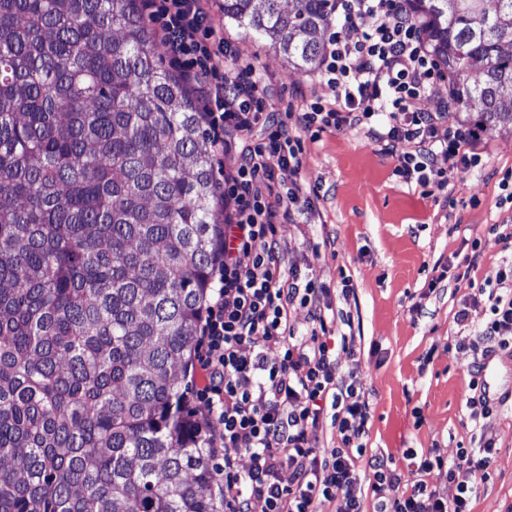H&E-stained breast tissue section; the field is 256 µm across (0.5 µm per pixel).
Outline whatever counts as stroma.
<instances>
[{
  "label": "stroma",
  "instance_id": "obj_1",
  "mask_svg": "<svg viewBox=\"0 0 512 512\" xmlns=\"http://www.w3.org/2000/svg\"><path fill=\"white\" fill-rule=\"evenodd\" d=\"M225 37L271 76L276 108L301 88L334 101V90L320 84L317 72L297 71L244 31ZM482 142L480 165L458 171L447 197L436 198L396 176L395 157L371 142L365 128L319 133L305 141L302 156L316 212L297 216L278 243L284 259H305L329 288L333 333L351 326L360 331L356 380L371 404V453L387 459L403 487L423 479L450 498L456 486L447 470L419 475L407 451L435 448L453 462L475 435L485 434L496 448L491 478L479 484L472 512H512V352L496 355L501 403L490 418L475 422L465 407L473 355L458 347L462 340L480 343L489 303L478 299V289L512 263V244L491 230L512 226V198L501 184L512 172V127L483 126ZM474 249L480 262L469 276L443 273L454 254ZM434 278L439 284L433 289ZM346 281L353 288L347 298L340 292ZM417 299L424 306L419 314L410 310ZM463 307L469 319L461 325L456 314ZM345 312L352 325L342 321Z\"/></svg>",
  "mask_w": 512,
  "mask_h": 512
}]
</instances>
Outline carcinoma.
I'll return each mask as SVG.
<instances>
[{
	"label": "carcinoma",
	"mask_w": 512,
	"mask_h": 512,
	"mask_svg": "<svg viewBox=\"0 0 512 512\" xmlns=\"http://www.w3.org/2000/svg\"><path fill=\"white\" fill-rule=\"evenodd\" d=\"M291 2L224 26L308 72L336 0ZM409 2L459 111L512 124V0ZM163 61L141 0H0V512H218L185 382L214 152Z\"/></svg>",
	"instance_id": "carcinoma-1"
}]
</instances>
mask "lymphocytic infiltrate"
I'll return each instance as SVG.
<instances>
[{
	"label": "lymphocytic infiltrate",
	"mask_w": 512,
	"mask_h": 512,
	"mask_svg": "<svg viewBox=\"0 0 512 512\" xmlns=\"http://www.w3.org/2000/svg\"><path fill=\"white\" fill-rule=\"evenodd\" d=\"M144 8L160 43L199 95L203 122L215 147L224 200L220 257L212 270L213 295L200 327L202 383L195 409L211 426L209 456L224 512H365L371 490L374 512H471L476 482L490 476L493 438L476 437L446 464L436 449L421 452L418 472L447 468L457 493L445 499L425 481L401 490V476L369 454L368 400L343 370L356 356L355 338L331 346L329 290L297 262H285L278 230L294 212L312 208L302 175L303 134L368 126L385 152L396 155L404 183L444 192L454 174L478 166L481 129L451 122L455 100L441 96L446 76L425 47L407 0H336L341 24L324 45L319 80L333 88L328 103L295 96L297 111H278L268 100L270 78L236 54L221 35L211 0H146ZM361 28L351 38L352 28ZM434 98L436 111L419 108ZM445 156L447 167L436 164ZM288 169L292 181L281 180ZM486 345L512 349V263L499 268L488 293ZM306 309L310 327L297 333L292 310ZM334 445L318 446L323 424ZM372 470L369 487L356 471ZM474 481H458L460 470Z\"/></svg>",
	"instance_id": "lymphocytic-infiltrate-1"
}]
</instances>
